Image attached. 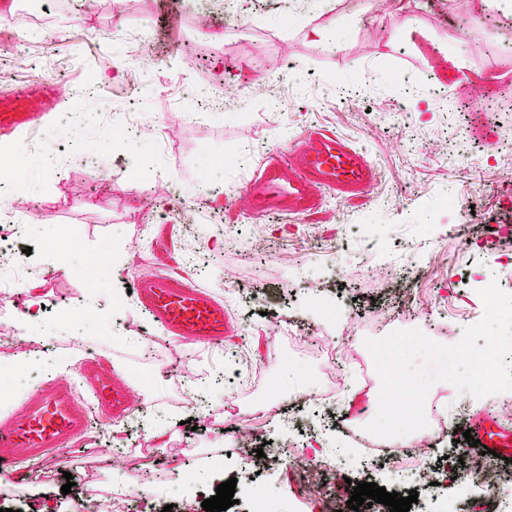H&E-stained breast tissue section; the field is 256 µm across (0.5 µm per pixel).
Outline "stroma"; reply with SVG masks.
I'll return each instance as SVG.
<instances>
[{
  "label": "stroma",
  "mask_w": 512,
  "mask_h": 512,
  "mask_svg": "<svg viewBox=\"0 0 512 512\" xmlns=\"http://www.w3.org/2000/svg\"><path fill=\"white\" fill-rule=\"evenodd\" d=\"M233 2L237 23L220 10H193L187 0H123L119 8L114 0H76L18 49L27 64L12 86L47 76L72 55L71 71L81 76L109 54L123 62L131 93L115 97L108 82L95 94L64 92L58 117L24 155L15 190L37 201L44 221L8 241L26 270L8 320H0V388L11 395L0 423L54 378L73 383L79 404L91 405L78 378L89 356L124 379L132 404L119 421L94 414L88 433L49 460L18 456L13 475L0 480V512H29L34 504L68 512L83 492L77 485L62 494L68 473L91 478L98 501L116 493L135 500L129 483L145 459L157 496L194 470L198 479L187 492L194 505L233 478L236 502L227 512H248L253 494L265 489L281 492L288 512H314L317 489L305 487L288 463L258 456L268 437L258 402L272 391L289 411L306 382L322 381L317 352L327 343L357 377L338 396L337 415L377 407L381 379L364 344L373 317L410 295L431 339L449 345L483 315L476 278L481 264L499 256L492 228L512 181V112L497 108L512 102V68L504 66L512 42L502 37L512 16L490 12L484 24H464L473 0H412L399 17L379 0H306L299 10L290 0ZM316 25L326 33L320 43L308 35ZM134 28L150 34L158 55L146 71L128 55L125 32ZM216 58L223 73L211 67ZM431 83L447 90L446 104L403 116L397 97L425 96ZM203 87L220 96L219 109L200 95ZM129 109L141 134L117 150L113 139ZM105 111L112 132L100 135L93 121ZM67 112L89 123L99 146L91 164L61 125ZM316 126L365 151L376 169L370 190L350 201L326 196L309 217L253 215L245 203L250 176ZM217 155L226 162L214 172ZM99 175L105 187L85 196ZM175 195L208 208L209 222L166 217ZM451 195L473 207L469 219L443 206ZM422 224L432 246L420 243ZM364 251L370 266H407L413 274L380 287L357 266ZM323 271L335 277L329 299L344 322L357 325L350 345L339 342L344 322L317 326L309 289ZM165 273L190 278L222 302L234 335L213 346L147 327L129 287ZM35 296L43 310L33 326L24 314ZM288 323L312 332V342L283 334ZM429 395L442 404L447 431L483 439L497 396L471 400L461 417L452 384L435 383ZM231 402L240 408L232 421L224 416ZM318 423L300 416L279 444L332 464L341 449L360 453L345 433L324 436Z\"/></svg>",
  "instance_id": "stroma-1"
}]
</instances>
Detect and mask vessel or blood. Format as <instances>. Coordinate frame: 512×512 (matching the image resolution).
<instances>
[{"mask_svg":"<svg viewBox=\"0 0 512 512\" xmlns=\"http://www.w3.org/2000/svg\"><path fill=\"white\" fill-rule=\"evenodd\" d=\"M58 92V84L48 77L20 91L0 89V137L40 132ZM374 179V166L362 150L317 129L302 137L291 161L269 158L247 183L246 197L250 211L258 215L305 216L318 209L323 193L359 197ZM137 294L145 311L177 338L215 344L233 333L223 304L189 280L171 275L144 278L137 283ZM81 378L103 413L119 418L127 412L128 386L110 370L89 360L81 367ZM88 426L89 413L68 384L39 385L7 423L0 424V473L12 471L17 450L32 460L45 458L87 432Z\"/></svg>","mask_w":512,"mask_h":512,"instance_id":"b4317fda","label":"vessel or blood"}]
</instances>
